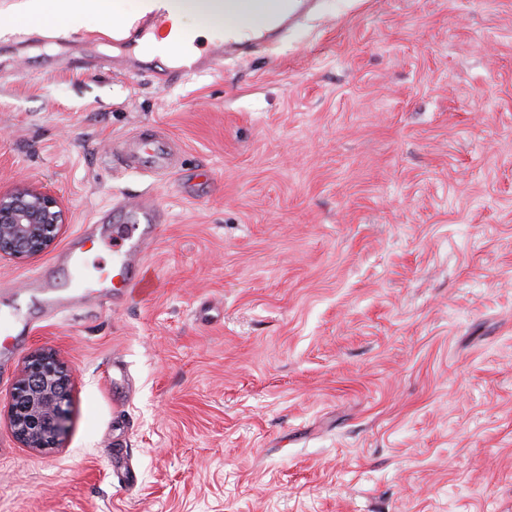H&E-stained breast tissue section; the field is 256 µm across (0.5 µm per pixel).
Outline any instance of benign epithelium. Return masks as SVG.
<instances>
[{"label":"benign epithelium","mask_w":512,"mask_h":512,"mask_svg":"<svg viewBox=\"0 0 512 512\" xmlns=\"http://www.w3.org/2000/svg\"><path fill=\"white\" fill-rule=\"evenodd\" d=\"M63 211L48 186L23 185L0 194V259L24 261L50 250ZM73 370L51 350L25 361L14 384L7 423L17 440L37 453L59 448L68 429Z\"/></svg>","instance_id":"benign-epithelium-1"}]
</instances>
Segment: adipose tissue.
Returning a JSON list of instances; mask_svg holds the SVG:
<instances>
[{
    "mask_svg": "<svg viewBox=\"0 0 512 512\" xmlns=\"http://www.w3.org/2000/svg\"><path fill=\"white\" fill-rule=\"evenodd\" d=\"M169 25L160 36L149 39L153 48L172 44L193 51L199 37H213L224 25L222 0H167ZM14 19L26 25H45L76 31L97 19L116 25L119 18L112 0H22Z\"/></svg>",
    "mask_w": 512,
    "mask_h": 512,
    "instance_id": "obj_1",
    "label": "adipose tissue"
}]
</instances>
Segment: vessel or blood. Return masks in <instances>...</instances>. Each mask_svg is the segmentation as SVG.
Wrapping results in <instances>:
<instances>
[{
    "instance_id": "1",
    "label": "vessel or blood",
    "mask_w": 512,
    "mask_h": 512,
    "mask_svg": "<svg viewBox=\"0 0 512 512\" xmlns=\"http://www.w3.org/2000/svg\"><path fill=\"white\" fill-rule=\"evenodd\" d=\"M255 2L235 0V16L224 36L201 53L176 55L169 68L156 73V80L169 84L217 70L223 67L226 57L250 51L287 31L293 17L288 0H272V7L265 11L257 9ZM112 154L117 157L122 170L159 176L170 172L178 159L175 145L158 128L121 139L114 144ZM123 209L128 219L112 231L111 269L92 279L83 276L89 261L88 247L97 240L96 229L90 226L70 240L58 256L60 263L73 268V278L62 282L47 271H38L28 277L27 287L41 293L43 307L48 313L78 309L92 298L105 299L117 294L152 296L157 278L146 263L145 255L156 244L167 214L148 196L124 203Z\"/></svg>"
}]
</instances>
